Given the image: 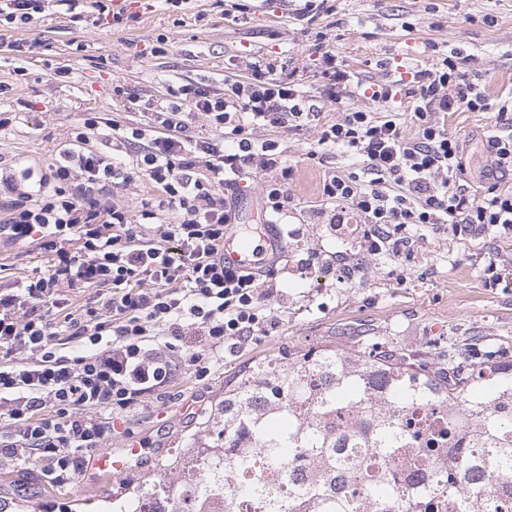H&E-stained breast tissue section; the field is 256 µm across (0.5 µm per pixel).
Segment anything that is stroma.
<instances>
[{
  "label": "stroma",
  "instance_id": "stroma-1",
  "mask_svg": "<svg viewBox=\"0 0 512 512\" xmlns=\"http://www.w3.org/2000/svg\"><path fill=\"white\" fill-rule=\"evenodd\" d=\"M303 8L304 0H224L220 6L189 0L179 9L164 0H135V22L116 28L92 24L86 14L50 0L32 26L0 29V81L8 84L0 92V113L11 119L0 132V167H47L88 113L131 123L136 115L127 96L162 102L175 82L220 89L225 81L245 79V63L253 57L274 60L277 71L319 94L321 32L362 83L349 97L326 102L331 121L351 105L381 111L364 87L397 75L410 80L431 64V42L470 54L466 70L489 100L512 90V0H335L332 13L311 24L301 19ZM488 14L493 24L485 23ZM21 41L30 50L15 51ZM156 45L162 53L142 55L143 47ZM118 86L125 97L115 95ZM495 123L492 110L447 118L449 133L466 146L470 185H477L487 165L482 139ZM252 135L282 144L294 169L288 190L295 204L280 221L302 232L299 239H282L280 253L267 265L277 281L276 330L226 357L206 384L178 372L163 405L148 404L132 416L129 434L107 441L115 452L128 440L147 441L144 464L125 473L107 478L88 472L60 487L42 481L40 463L0 456V512H39L44 505L56 512H112L113 497L133 499L145 487L178 484L193 462L194 446L214 442L200 424L223 400L225 382L260 358L281 359L317 346L344 348L352 336H389L399 346L426 351L435 362L449 340L462 337L512 348V234L481 231L457 238L442 227L415 238L401 254H366L362 233L343 236L312 215L320 179L348 168L349 158L319 145L312 124L258 127ZM265 185V176L251 175L240 204L239 231L254 239L266 224ZM311 250L318 262L298 274L299 259ZM355 257L361 264L354 279L336 278L342 261ZM491 263L510 273V280L486 287L484 270Z\"/></svg>",
  "mask_w": 512,
  "mask_h": 512
}]
</instances>
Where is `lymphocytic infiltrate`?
<instances>
[{
	"label": "lymphocytic infiltrate",
	"instance_id": "1",
	"mask_svg": "<svg viewBox=\"0 0 512 512\" xmlns=\"http://www.w3.org/2000/svg\"><path fill=\"white\" fill-rule=\"evenodd\" d=\"M466 61L460 49L439 50L404 92L378 84L372 97L384 111L353 106L326 123L299 83L274 77L272 63L255 58L247 80L220 90L173 85L166 103L140 104L135 123H113V143L137 148L135 165L90 145L87 133L101 122L93 115L48 167L0 173V235L49 256L46 269L0 290V417L11 429L0 453L40 460L46 482L74 483L116 421L164 393L177 370L207 381L225 353L275 328L268 310L276 283L224 264L246 174L267 175L270 216L293 202V169L279 142L253 140L246 123L320 125V144L354 160L353 171L323 178L315 215L336 230L356 219L370 225V254L443 225L457 236L511 231L512 186L504 180L512 175V95L488 103ZM492 109L498 124L483 141L491 169L470 194L465 146L441 116ZM199 113L211 134L193 125ZM140 178L161 191L142 201L134 224L110 193ZM164 213L174 222L159 223ZM87 288L96 290L95 304L72 309L71 293ZM190 332L202 344L186 345Z\"/></svg>",
	"mask_w": 512,
	"mask_h": 512
}]
</instances>
